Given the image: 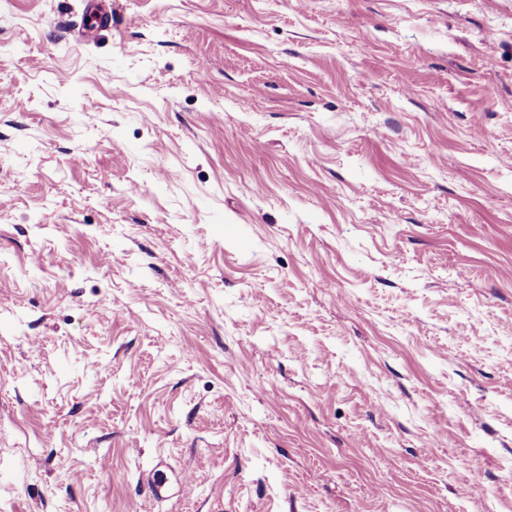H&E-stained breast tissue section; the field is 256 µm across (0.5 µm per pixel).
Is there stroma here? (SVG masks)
<instances>
[{
    "label": "stroma",
    "instance_id": "35a3bbf8",
    "mask_svg": "<svg viewBox=\"0 0 512 512\" xmlns=\"http://www.w3.org/2000/svg\"><path fill=\"white\" fill-rule=\"evenodd\" d=\"M0 512H512V0H0Z\"/></svg>",
    "mask_w": 512,
    "mask_h": 512
}]
</instances>
